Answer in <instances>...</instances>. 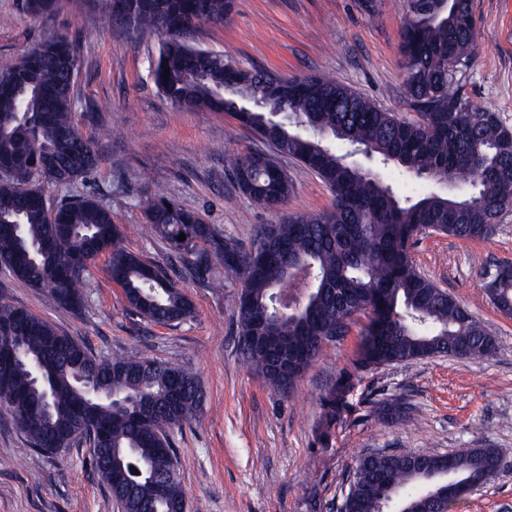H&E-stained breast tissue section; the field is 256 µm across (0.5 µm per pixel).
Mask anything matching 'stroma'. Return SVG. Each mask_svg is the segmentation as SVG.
I'll list each match as a JSON object with an SVG mask.
<instances>
[{
	"label": "stroma",
	"instance_id": "1",
	"mask_svg": "<svg viewBox=\"0 0 512 512\" xmlns=\"http://www.w3.org/2000/svg\"><path fill=\"white\" fill-rule=\"evenodd\" d=\"M405 0H234L221 25H204L191 45L221 51L244 69L283 78L325 74L415 119L403 86L401 32ZM476 48L456 80L475 105L512 128V0H474ZM0 66L16 63L34 44L65 33L79 45L74 119L102 160L88 178L50 189L52 198L92 196L123 227V243L156 263L190 297L194 313L177 325L149 322L130 309L106 259L92 267L88 307L78 316L56 311L38 293L0 270V295L51 320L95 354L138 355L189 367L205 392L202 412L171 437L188 512H337L352 467L366 453L451 454L495 448L497 475L465 493L450 512H512V316L483 288L482 273L512 262V210L489 240L426 232L408 249L412 263L455 296L488 329L494 354L474 363L448 356L376 363L364 352L368 316L343 338L326 343L291 396L271 389L245 364L238 345L241 285L213 264L224 285L185 277L178 256L152 234L140 198L161 187L167 199L196 211L239 245L282 215L333 210L334 197L312 171L289 156L280 164L294 191L283 214L258 206L233 177L238 157L263 142L233 117L181 112L157 91L150 60L160 37L134 41L108 21L101 0H60L34 17L21 0H0ZM398 407L402 421L379 417ZM0 512H120L94 472L88 446L55 455L30 448L0 411Z\"/></svg>",
	"mask_w": 512,
	"mask_h": 512
}]
</instances>
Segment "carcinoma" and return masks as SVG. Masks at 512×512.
Segmentation results:
<instances>
[{
  "mask_svg": "<svg viewBox=\"0 0 512 512\" xmlns=\"http://www.w3.org/2000/svg\"><path fill=\"white\" fill-rule=\"evenodd\" d=\"M57 0H23L40 16ZM234 0H110L112 23L163 39L150 73L157 90L183 112H224L250 128L277 152L315 172L334 195V209L289 215L244 248L224 239L192 210L157 197L141 200L149 229L185 259V275L203 278L210 256L224 273L242 282L238 324L249 367L281 394L292 393L303 371L317 360V337L332 341L358 314L372 312L367 358L379 363L411 361L427 353L469 360L484 358L478 345L491 337L455 297L410 263L414 235L429 229L460 240L495 235L496 215L512 204V130L498 115L473 106L455 80L474 51L473 0H408L401 42L405 92L418 118L409 120L377 107L332 78L282 79L239 68L222 53L192 46L197 25L222 24ZM170 74H164V68ZM78 46L66 34L31 48L17 63L0 67V267L37 292L50 294L60 313L87 308L85 282L100 256L129 306L157 324L193 314L189 297L158 266L121 246V226L112 211L91 196L54 207L47 189L67 186L93 173L100 156L73 120ZM391 166L415 184L397 195L381 176L354 166L336 152L334 140ZM234 171L241 190L257 205L287 203L293 183L270 154L240 156ZM445 179L461 191L440 188ZM186 239L178 241L180 234ZM201 244L210 252L198 253ZM487 294L512 313V266L502 264ZM268 329L310 361L288 381L268 372L247 351L248 337ZM41 370V379L31 375ZM90 371L100 399H91L77 375ZM182 393L169 411L139 417L142 404ZM119 401L113 405L104 397ZM197 376L184 367L148 358L101 359L49 320L0 302V409L28 444L47 454L76 441L94 445L92 463L112 498L127 512H172L184 497L169 432L203 410ZM494 448L450 455L458 494L488 472ZM431 454L392 452L361 456L346 507L384 512L389 499L404 512H423V497L435 480L419 475ZM121 470L124 480L112 483ZM168 480L157 499L155 474Z\"/></svg>",
  "mask_w": 512,
  "mask_h": 512,
  "instance_id": "carcinoma-1",
  "label": "carcinoma"
}]
</instances>
